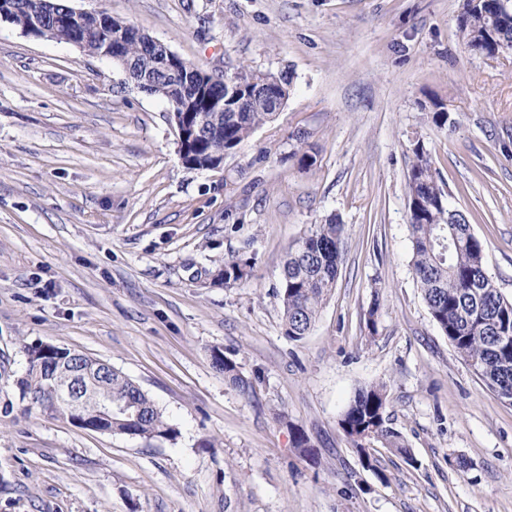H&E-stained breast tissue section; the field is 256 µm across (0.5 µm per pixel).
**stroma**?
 <instances>
[{"label":"stroma","instance_id":"stroma-1","mask_svg":"<svg viewBox=\"0 0 512 512\" xmlns=\"http://www.w3.org/2000/svg\"><path fill=\"white\" fill-rule=\"evenodd\" d=\"M463 4L72 0L206 73L292 74L274 122L219 171L183 165L167 103L119 67L0 24V512H512V405L449 344L411 263L420 140L512 299V49L470 52ZM440 105L455 130L432 123ZM302 143L306 169L290 157ZM330 215L343 262L294 342L283 262ZM234 254L252 275L227 288L216 275ZM36 342L120 370L176 437L84 430L20 402ZM215 349L250 394L216 371ZM381 383L411 455L378 449L369 471L338 420ZM211 359L213 367L223 373L224 379L237 387L242 393L252 390V382L242 375L234 359L226 356L224 352L219 349L212 350Z\"/></svg>","mask_w":512,"mask_h":512}]
</instances>
